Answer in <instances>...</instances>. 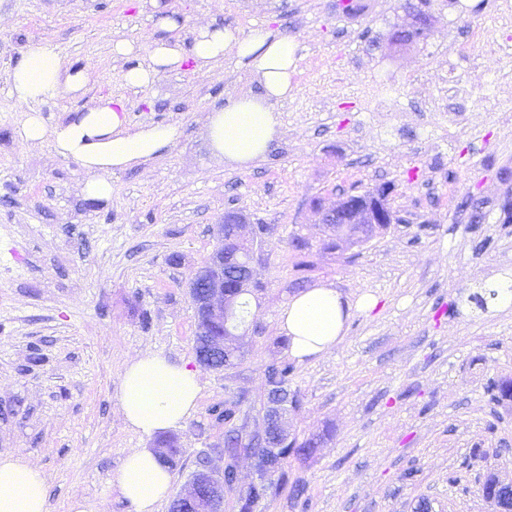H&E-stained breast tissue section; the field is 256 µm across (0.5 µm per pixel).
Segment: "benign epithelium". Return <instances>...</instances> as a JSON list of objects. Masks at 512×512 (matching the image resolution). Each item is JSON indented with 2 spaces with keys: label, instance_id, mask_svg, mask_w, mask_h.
Here are the masks:
<instances>
[{
  "label": "benign epithelium",
  "instance_id": "benign-epithelium-1",
  "mask_svg": "<svg viewBox=\"0 0 512 512\" xmlns=\"http://www.w3.org/2000/svg\"><path fill=\"white\" fill-rule=\"evenodd\" d=\"M319 216V223L328 229L339 230L349 224H362L367 233L382 224H391L394 214L388 204L378 205L371 211H362L361 201H349L348 194L341 195L327 205L318 200L313 205ZM217 234L230 251L215 250L200 268L190 283L189 295L195 315L196 335L210 336L216 328L224 330V336L208 343L209 349L197 354L198 363L205 367L212 361V355L222 351L226 355L241 353L238 330L240 322L236 315L237 300L251 292L257 281L254 275L255 253L259 250L260 239L256 225L248 222L240 212L224 214V220L217 225ZM240 259L243 270L235 281L224 276L226 262ZM288 392L272 389L262 419L261 428L249 435L248 442L237 437L240 448H281L288 443L285 419L288 412ZM224 498L223 472L215 470L209 461L196 469L187 488L179 499L195 512H213L214 501Z\"/></svg>",
  "mask_w": 512,
  "mask_h": 512
}]
</instances>
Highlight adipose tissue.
I'll return each mask as SVG.
<instances>
[{"label": "adipose tissue", "mask_w": 512, "mask_h": 512, "mask_svg": "<svg viewBox=\"0 0 512 512\" xmlns=\"http://www.w3.org/2000/svg\"><path fill=\"white\" fill-rule=\"evenodd\" d=\"M163 30V38L143 47L128 40L112 43L114 55L145 54L146 64L130 68L126 84L141 88L158 76L192 64L207 74L225 52L246 68L259 90L237 97L209 113L207 138L216 155L239 169L262 160L282 129L279 106L296 92L297 45L287 36L260 27L246 33L218 22L199 25L191 45H183V24L164 11L160 0H148ZM84 71L66 66L53 48L31 50L10 75L11 94L26 113L17 129L22 144L51 145L57 155L76 159L86 174L84 194L92 199L112 195V175L155 161L173 147L179 131L163 124H132L122 97L104 98L64 121H53L35 110L45 97L82 94ZM374 297L344 301L333 288L317 285L293 296L278 314V328L288 336L290 352L305 359L327 353L343 340L352 308L370 310ZM201 387L185 364L156 352L137 355L122 375L118 402L125 421L138 433L153 435L186 421L196 410ZM172 475L149 448H137L124 458L118 485L134 512H157L168 496ZM0 512H47L43 472L20 455L0 453Z\"/></svg>", "instance_id": "adipose-tissue-1"}]
</instances>
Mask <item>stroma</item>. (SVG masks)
<instances>
[{"mask_svg":"<svg viewBox=\"0 0 512 512\" xmlns=\"http://www.w3.org/2000/svg\"><path fill=\"white\" fill-rule=\"evenodd\" d=\"M182 17L184 42L214 19L293 39L297 91L280 106L282 133L265 158L241 170L211 152L208 112L248 93L251 75L225 56L210 74L191 66L149 87L124 85L141 56L118 58L112 42L161 32L138 0H0V453L23 455L45 474L48 512H131L118 490L126 453L153 438L133 431L115 399L125 367L142 351L195 369L197 409L172 428L182 450L172 471L180 493L206 456L224 466L225 428L213 406L243 400L250 427L267 404L263 370L293 360L290 451L284 478L254 512H495L487 473L512 482V398L490 380L512 381V92L500 77L512 57L476 33L499 27L498 0H433L427 37L395 40L410 20L405 0H162ZM49 45L87 71L79 98L36 103L58 121L99 99L123 96L133 124L179 128L160 160L112 176V196H84L85 173L46 146L24 147L23 114L9 76L27 52ZM465 85L463 111L438 98ZM380 84L389 105L365 104ZM502 109L488 112L484 97ZM458 169L449 182V169ZM388 185L398 220L358 245L333 243L312 210L316 198ZM472 197L482 223L458 209ZM266 228L245 296L244 355L233 367H200L188 286L220 245L213 228L228 208ZM308 247L297 251L294 239ZM316 285L376 306L352 311L332 351L292 359L278 313ZM413 479H405L407 471Z\"/></svg>","mask_w":512,"mask_h":512,"instance_id":"35a3bbf8","label":"stroma"}]
</instances>
